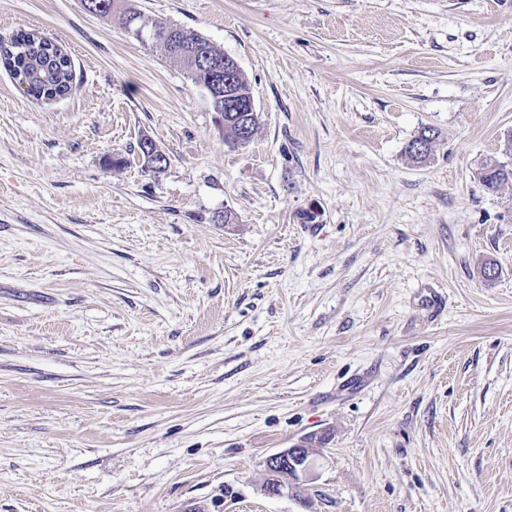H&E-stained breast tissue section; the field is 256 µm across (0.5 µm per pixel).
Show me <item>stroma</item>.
<instances>
[{"mask_svg":"<svg viewBox=\"0 0 512 512\" xmlns=\"http://www.w3.org/2000/svg\"><path fill=\"white\" fill-rule=\"evenodd\" d=\"M135 4L235 58L259 128L225 144L119 15L0 0L74 74L0 65V512H512V0ZM0 61L35 100L68 95L73 87L69 55L56 41L39 31H20L10 45H0ZM435 139V130L424 127L409 141L406 152L413 160L422 162L430 155ZM483 185L489 191H495L502 184L512 181V167L507 165H495L485 168L481 172ZM306 439L318 446L311 448L301 441L265 459L266 478L263 484L265 495L282 496L292 484L312 481L316 478L318 456H320L318 447L325 444V438L310 436Z\"/></svg>","mask_w":512,"mask_h":512,"instance_id":"obj_1","label":"stroma"}]
</instances>
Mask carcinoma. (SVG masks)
Returning a JSON list of instances; mask_svg holds the SVG:
<instances>
[{
    "mask_svg": "<svg viewBox=\"0 0 512 512\" xmlns=\"http://www.w3.org/2000/svg\"><path fill=\"white\" fill-rule=\"evenodd\" d=\"M153 29L168 34L166 44L161 46L163 54H174L169 63L182 68L194 84L206 80L191 72L193 59L201 56H222L224 50L209 39L188 32L176 25L164 24L153 18H147ZM0 63L6 67L19 83L27 85L26 92L35 100H53L68 95L73 87V70L69 55L56 41L39 31H20L9 45H0ZM208 103L212 111L224 118V141L240 145V139L251 140L258 126V119L244 124L239 114L228 110L224 98L211 96ZM436 139L435 130L422 128L406 147V153L417 161H424L431 153ZM483 185L489 191H495L502 184L512 181V167L495 165L481 172Z\"/></svg>",
    "mask_w": 512,
    "mask_h": 512,
    "instance_id": "carcinoma-1",
    "label": "carcinoma"
}]
</instances>
